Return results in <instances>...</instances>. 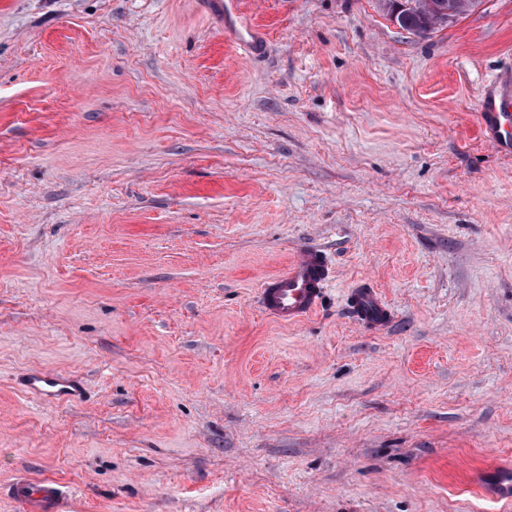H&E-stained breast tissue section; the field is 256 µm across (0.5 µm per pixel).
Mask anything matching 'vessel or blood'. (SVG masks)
<instances>
[{"instance_id": "vessel-or-blood-1", "label": "vessel or blood", "mask_w": 512, "mask_h": 512, "mask_svg": "<svg viewBox=\"0 0 512 512\" xmlns=\"http://www.w3.org/2000/svg\"><path fill=\"white\" fill-rule=\"evenodd\" d=\"M217 8L223 11L224 22L236 42L244 50H255L256 28L245 17L240 0H219ZM480 120L494 148L502 154H512V115L498 111L495 101L486 99L481 103ZM330 276L331 269L322 250H303L283 271L264 281L261 306L277 321L299 322L317 310ZM351 307L356 320L370 329L385 326L391 318L381 294L372 288L355 290ZM21 386L26 393L52 406L81 401L85 392L76 375L40 368L28 370ZM12 496L23 504L26 512H70L74 501L69 489L48 478L35 484L19 479L12 486Z\"/></svg>"}]
</instances>
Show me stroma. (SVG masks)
<instances>
[{
  "instance_id": "obj_1",
  "label": "stroma",
  "mask_w": 512,
  "mask_h": 512,
  "mask_svg": "<svg viewBox=\"0 0 512 512\" xmlns=\"http://www.w3.org/2000/svg\"><path fill=\"white\" fill-rule=\"evenodd\" d=\"M0 0V512H512V0L425 36L380 0ZM332 279L285 325L264 279ZM377 289L383 331L350 294ZM79 375L82 403L22 394ZM215 3L218 11H223L224 13V23L230 27L227 28V33H231L244 50H255L258 44V35L255 25L244 15L242 2L228 0ZM481 124L494 148L504 154H512V114L498 112L495 101L485 98L480 108ZM330 276L331 269L322 250H303L283 271L263 282L262 309L277 321L299 322L317 310ZM351 307L356 320L370 329L385 326L391 318L382 295L374 288L355 290L351 295ZM20 384L26 393L52 406L79 402L85 392L82 381L76 375L40 368L28 370ZM494 492L485 493L491 498L512 499V469L510 465L501 466L494 471ZM12 496L28 512H69L73 506V493L53 479L32 484L20 478L12 485Z\"/></svg>"
}]
</instances>
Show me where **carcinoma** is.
Listing matches in <instances>:
<instances>
[{
    "label": "carcinoma",
    "mask_w": 512,
    "mask_h": 512,
    "mask_svg": "<svg viewBox=\"0 0 512 512\" xmlns=\"http://www.w3.org/2000/svg\"><path fill=\"white\" fill-rule=\"evenodd\" d=\"M482 0H385L387 14L400 29L426 35L474 11Z\"/></svg>",
    "instance_id": "obj_1"
}]
</instances>
